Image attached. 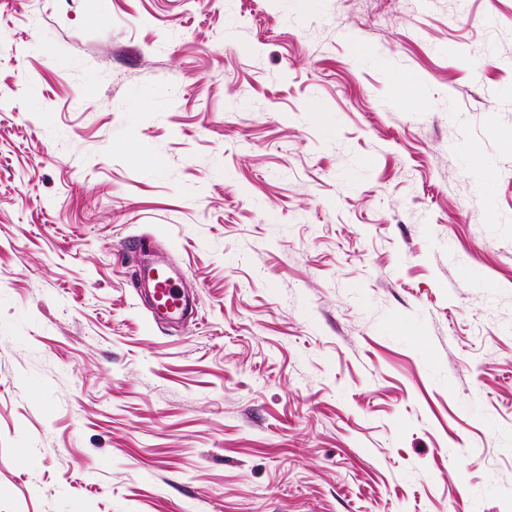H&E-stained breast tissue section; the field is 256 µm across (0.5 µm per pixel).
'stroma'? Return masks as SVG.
<instances>
[{"mask_svg":"<svg viewBox=\"0 0 512 512\" xmlns=\"http://www.w3.org/2000/svg\"><path fill=\"white\" fill-rule=\"evenodd\" d=\"M510 137L512 0H0V512H512Z\"/></svg>","mask_w":512,"mask_h":512,"instance_id":"stroma-1","label":"stroma"}]
</instances>
